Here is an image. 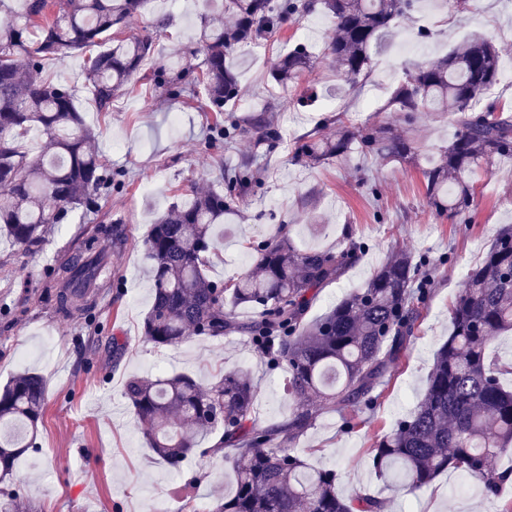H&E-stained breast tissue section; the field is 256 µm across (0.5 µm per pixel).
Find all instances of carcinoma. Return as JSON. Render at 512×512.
I'll return each mask as SVG.
<instances>
[{"label":"carcinoma","mask_w":512,"mask_h":512,"mask_svg":"<svg viewBox=\"0 0 512 512\" xmlns=\"http://www.w3.org/2000/svg\"><path fill=\"white\" fill-rule=\"evenodd\" d=\"M147 0H24V12L0 22V229L14 245L40 246L50 224L79 209L89 210L103 189L112 188L100 157L89 148L91 132L75 106L76 90L41 78L48 61L75 51L90 52L86 85L100 112L142 70L153 47L149 34L122 36ZM330 16L335 35L324 55L353 87L369 72L372 51L381 46L413 0H224L229 21L216 15L199 37L201 73L182 69L176 54L154 69L156 85L180 91L201 84L214 112L239 97L238 74L227 59L279 33L288 20L316 11ZM313 64L303 45L279 58L272 80L286 87ZM502 78L496 45L486 38L460 42L448 54L413 64L386 105L407 123L426 112H444L454 126L440 158L422 169L427 205L441 217L468 213L475 200L470 180L498 158L512 156V114L485 101ZM45 138L41 154L24 143L32 131ZM415 162L419 143L390 125L339 122L335 133H313L297 158L320 164L349 152ZM226 191L196 194L174 204L144 241L153 301L143 322L145 338L157 348L173 347L191 335L222 339L249 336L260 350L271 347L288 369V416L257 426L254 389L242 371L228 370L210 384L189 375L152 379L134 375L124 396L142 426L156 459L178 471L191 456L220 453L234 476V489L214 500L208 512H383L384 502L362 491L343 497L334 469L312 468L299 456L297 439L322 408L356 411L398 362L422 313L427 262L406 251L393 253L367 284L311 324L303 323L310 294L337 280L366 249L353 237L330 252L298 249L286 229L255 248L251 266L226 285L207 271L218 257L214 227L251 186L248 164L224 178ZM66 287L59 306L69 311L87 302L91 288L109 281L105 256L88 242L64 267ZM248 305L255 315L238 319L228 306ZM450 330L434 355L425 390L412 411L371 446L372 465L382 478L412 493L439 475L459 472L498 499L512 479L500 459L512 455V390L501 376L512 361L491 357L492 339L512 331V226L501 228L483 261L469 268L449 311ZM40 374L25 371L0 390V481L15 460L32 448L47 403ZM219 433L200 449L197 435Z\"/></svg>","instance_id":"obj_1"}]
</instances>
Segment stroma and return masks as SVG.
<instances>
[{
  "instance_id": "35a3bbf8",
  "label": "stroma",
  "mask_w": 512,
  "mask_h": 512,
  "mask_svg": "<svg viewBox=\"0 0 512 512\" xmlns=\"http://www.w3.org/2000/svg\"><path fill=\"white\" fill-rule=\"evenodd\" d=\"M221 9L222 0H151L128 31L154 33L152 52L108 112L97 111L82 88L85 54L50 66L55 81L78 85L76 106L92 132L90 146L107 169L121 173L125 187L103 195L97 211H77L68 223L53 225L38 251H19L0 233V387L30 370L45 378L48 392L38 448L16 461L10 479L19 512H179L177 488L190 486L194 500L206 503L231 490L223 455L188 458L177 474L154 458L123 396L130 376L187 374L207 383L224 369L239 368L251 379L260 424L287 416L286 370L243 335L195 337L176 348L154 347L143 335L151 302L143 242L153 223L173 204L188 202L191 192L223 188L225 174L248 159L260 185L225 216L227 232L210 279L242 274L253 245L283 224L300 249L333 250L349 234L367 245L338 280L318 290L307 313L311 320L363 287L392 251L407 249L430 262L422 318L390 380L375 390L372 407L362 408L356 425H349V412L321 410L297 442L302 459L335 469L345 492L369 490L384 501V512H496L477 483L457 473L440 475L423 492L393 489L376 476L367 450L422 394L434 354L448 337V309L464 273L482 261L497 230L512 224V159L477 172L474 207L451 220L427 206L421 165L367 160L354 149L308 166L294 154L304 135L320 127L334 130L335 119L344 115L358 125L393 124L418 139L423 159L436 157L454 133L446 115L422 113L408 125L383 106L413 63L442 56L467 37L492 40L503 63L512 64V0H469L462 12L417 0L354 88L344 87L323 56L333 35L331 18L316 12L289 21L271 42L239 52L243 93L224 108L241 126L264 109L277 136L261 144L246 134L230 144L214 141L213 115L201 108L203 87L172 96L147 78L181 48H191L187 62L196 65L203 24ZM164 16L170 23L161 30L157 22ZM301 42L315 62L297 84L281 87L270 69ZM115 219L125 235L107 243L106 251L119 288L89 308L59 315L60 267L97 227Z\"/></svg>"
}]
</instances>
